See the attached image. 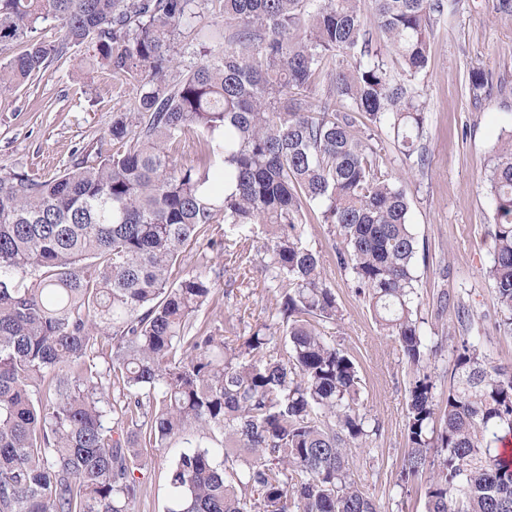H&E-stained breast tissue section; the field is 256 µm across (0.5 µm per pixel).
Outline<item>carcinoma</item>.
<instances>
[{
	"instance_id": "cac0c4a2",
	"label": "carcinoma",
	"mask_w": 512,
	"mask_h": 512,
	"mask_svg": "<svg viewBox=\"0 0 512 512\" xmlns=\"http://www.w3.org/2000/svg\"><path fill=\"white\" fill-rule=\"evenodd\" d=\"M203 0H0V64L14 91L93 35V61L138 89L112 152L48 178L0 172V512H134L149 450L186 439L167 512H378L352 448L376 429L360 376L329 341L341 316L305 210L330 228L337 264L412 370L400 479L426 512H512V375L467 336L457 304L453 383L436 399L418 317L419 241L404 188L380 173L358 118L426 161L422 91L444 0H217L181 69L175 37ZM61 40L33 36L46 21ZM325 75L327 95L305 93ZM192 146L195 159L174 153ZM496 213L484 276L512 333V134L485 176ZM278 293L235 342L200 318L224 272L177 280L207 240L251 261Z\"/></svg>"
}]
</instances>
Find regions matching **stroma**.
<instances>
[{
    "instance_id": "35a3bbf8",
    "label": "stroma",
    "mask_w": 512,
    "mask_h": 512,
    "mask_svg": "<svg viewBox=\"0 0 512 512\" xmlns=\"http://www.w3.org/2000/svg\"><path fill=\"white\" fill-rule=\"evenodd\" d=\"M431 29L428 66L416 79L426 100L421 141L426 163L405 159L387 130L377 131L375 141L382 172L408 190L409 221L421 245L415 266L422 332L435 349L429 368L442 400L453 369L458 303L470 309L469 336L493 364L512 370V335L497 326L496 295L483 275L495 222L484 177L497 144L512 133V14L500 10L499 0H451L434 16ZM92 52L89 41L69 49L23 87L0 94V170L51 176L77 152L111 150L112 117L135 111L137 94L105 68L82 65ZM474 69L485 74L475 91L468 80ZM303 229L308 244L322 254L342 313L326 334L355 360L362 379L360 412L376 428L369 447L351 452L355 478L379 512H425L423 499L400 480L411 370L337 264L328 225L311 214ZM443 296L448 306L442 310ZM273 301L267 282L251 270L240 295L217 293L210 312L231 320L224 332L231 339L236 330L264 319ZM183 450L177 442L152 453L141 477L138 512H166L169 468Z\"/></svg>"
}]
</instances>
